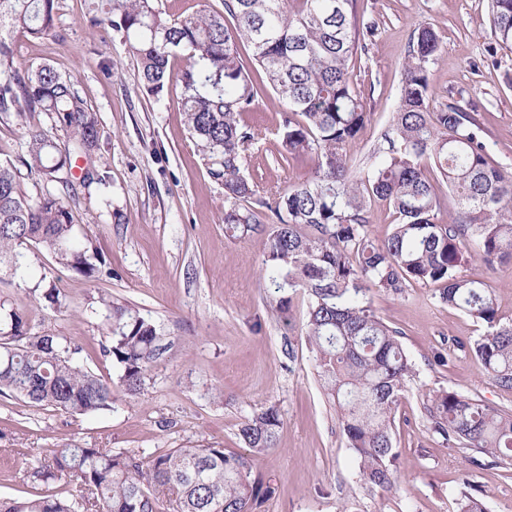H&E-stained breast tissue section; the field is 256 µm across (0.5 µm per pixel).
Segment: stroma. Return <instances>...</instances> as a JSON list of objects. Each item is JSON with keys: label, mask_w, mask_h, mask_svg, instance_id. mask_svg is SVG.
I'll return each instance as SVG.
<instances>
[{"label": "stroma", "mask_w": 512, "mask_h": 512, "mask_svg": "<svg viewBox=\"0 0 512 512\" xmlns=\"http://www.w3.org/2000/svg\"><path fill=\"white\" fill-rule=\"evenodd\" d=\"M89 2L57 0L53 34L18 36L13 47L20 62L76 76L98 114L97 152L109 178L103 186L77 187L70 203L73 240L92 244L96 272L85 277L33 246L22 275L0 278V304L23 314L33 332L67 338L79 348L77 364L104 379H117L119 370L103 352L112 322L102 299L150 320L161 353L141 395H119L104 414L72 415L0 395V497L30 496L33 486L21 480L27 462L55 448L144 457L208 446L245 453L240 423L273 405L282 419L277 445L253 462L272 493L256 512H454L466 481L486 512H512V467H472L469 450L448 447L423 409L426 394L448 389L512 409V392L496 387L468 353L448 349L452 340L484 334L485 325L442 305L432 285L400 295L373 291V310L400 331L416 376L395 410L400 489L366 485L303 336L306 295L292 293L289 311L278 310L276 294L264 286L260 236L224 232V185L187 129L179 88L148 97L123 35L84 24ZM358 10L377 31L358 51L351 77L368 113L351 146L357 166L368 170L373 150L383 146L410 40L428 26L440 45L430 67L432 107L464 99L484 128L494 164L512 172V51L491 35L487 0H358ZM244 121L257 134L243 166L251 182L285 187L307 176L309 161L280 158V114L267 84ZM29 125L64 137L56 116L37 112L22 125L2 114L0 161L24 153ZM460 271L490 284L502 322H512V264L470 260ZM51 286L62 310L42 296Z\"/></svg>", "instance_id": "stroma-1"}]
</instances>
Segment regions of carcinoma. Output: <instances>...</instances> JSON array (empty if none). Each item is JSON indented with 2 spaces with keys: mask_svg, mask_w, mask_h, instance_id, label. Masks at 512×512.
Here are the masks:
<instances>
[{
  "mask_svg": "<svg viewBox=\"0 0 512 512\" xmlns=\"http://www.w3.org/2000/svg\"><path fill=\"white\" fill-rule=\"evenodd\" d=\"M56 0H0V113L24 120L54 113L66 140L54 142L39 128L27 130L20 162L43 188L29 195L17 167L0 161V275L17 276L28 246L90 277L89 247L71 245L72 215L59 190L74 186L72 159L81 157L79 183L104 185L107 171L94 155L97 112L80 96L76 79L43 63L20 65L13 38H43L55 27ZM104 16L88 14L96 28L107 21L124 34L145 93L160 99L171 83L181 87L186 125L212 160L210 174L224 182V229L261 236L266 287L308 298L305 337L339 425L359 460L364 482L396 488L391 429L408 381L416 376L399 341L371 306L370 292L400 295L414 283L440 284L439 300L484 323L488 331L466 347L497 387L512 390V323L498 316L494 291L461 276L464 254L492 265L512 262V174L496 166L479 120L455 101L430 110V65L439 52L430 27L418 29L403 66L399 102L384 141L367 173L357 171L350 145L368 115L351 86L358 48L375 36L373 21L358 15L357 0H223V10L202 9L172 18L157 0H105ZM495 42L512 49V0H488ZM252 48V62L281 105L284 162L312 161L308 176L286 188L260 192L243 175L255 132L242 116L256 105L258 89L239 55ZM187 64L174 71L179 54ZM432 166L448 184L458 210L438 219L439 199L426 175ZM399 215L393 232L371 237L372 200ZM112 319L104 353L119 368L126 394L144 389L158 358L155 326L138 312L102 300ZM76 348L60 336L31 332L28 320L0 305V393L71 414L114 409L112 382L73 362ZM431 428L450 448L472 451L482 468L512 464V411L443 390L423 402ZM282 422L271 405L246 418L238 435L249 454L222 448H173L147 460L110 448H55L37 456L23 482L67 479L80 499L34 494L1 499L0 512H163L165 493L176 494L180 512H255L272 494L253 475L252 460L275 447ZM456 512H485L483 503L460 492Z\"/></svg>",
  "mask_w": 512,
  "mask_h": 512,
  "instance_id": "carcinoma-1",
  "label": "carcinoma"
}]
</instances>
